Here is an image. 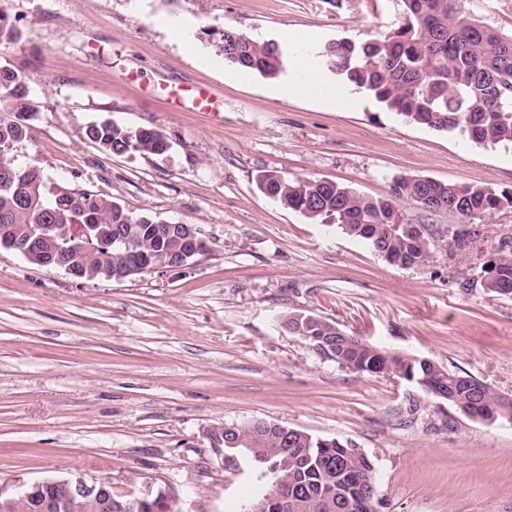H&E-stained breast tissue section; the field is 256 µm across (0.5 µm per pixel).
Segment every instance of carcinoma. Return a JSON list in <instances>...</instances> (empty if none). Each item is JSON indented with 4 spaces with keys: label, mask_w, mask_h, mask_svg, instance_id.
Instances as JSON below:
<instances>
[{
    "label": "carcinoma",
    "mask_w": 512,
    "mask_h": 512,
    "mask_svg": "<svg viewBox=\"0 0 512 512\" xmlns=\"http://www.w3.org/2000/svg\"><path fill=\"white\" fill-rule=\"evenodd\" d=\"M403 4L401 22L383 38L341 42L320 49L318 56L349 84L412 124L457 131L477 145L512 148V33L485 26L462 10L459 0ZM19 34L0 9V46L16 42ZM219 49L237 69L268 78L279 76L287 64L278 43L232 28L221 36ZM2 102L11 113L0 115V232L26 246L44 245L50 236L67 246L88 243L93 252L83 256L85 273L96 279L103 267L116 273L123 270L135 252L177 257L186 249L182 225H160L110 196L57 182L38 164L19 162V149L32 139L35 109L22 77L8 65H0ZM85 136L115 156L132 151L161 154L163 132L155 127L103 120L88 125ZM258 186L314 223L338 225L386 262L411 266L441 246L470 249L478 232L465 226L468 217L512 208V189L412 175L393 177L388 195L377 198L333 181L288 177L278 171L263 173ZM422 198L432 202L433 212L453 214L461 225L450 233L433 224H423L419 231L412 228L403 205L413 207ZM479 260L486 279L463 275L458 287L512 297V237H504L495 252ZM285 324L301 327L296 336L342 370L415 383L471 420H512V400H503L460 368L392 352L357 336L347 341L335 322L308 310L283 316L280 325ZM214 438L223 441L225 467L236 470L252 463L260 470L274 468L288 487L298 490L288 512H344V504L367 498L375 474L371 459L353 443L283 424L262 433L253 420L219 425ZM247 441L259 452L246 449ZM140 512H175V507L165 504L157 492Z\"/></svg>",
    "instance_id": "carcinoma-1"
}]
</instances>
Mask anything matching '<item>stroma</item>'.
<instances>
[{"instance_id":"obj_1","label":"stroma","mask_w":512,"mask_h":512,"mask_svg":"<svg viewBox=\"0 0 512 512\" xmlns=\"http://www.w3.org/2000/svg\"><path fill=\"white\" fill-rule=\"evenodd\" d=\"M21 39L0 64L36 109L22 148L55 180L135 213L194 225L189 266L75 280L0 248V491L108 476L112 494L166 491L179 512H235L251 473L225 469L202 430L252 419L362 448L378 512H512V422L474 421L420 386L341 370L279 316L305 309L394 352L460 368L512 397V299L457 279L512 236V209L474 219L480 251L390 265L340 228L259 191L277 170L381 197L393 176L512 189V151L404 122L343 85L340 100L241 75L223 29L308 50L383 38L402 0H0ZM211 87L213 113L192 110ZM110 120L159 128L162 155L113 156L85 137ZM417 406L408 418L409 406Z\"/></svg>"}]
</instances>
